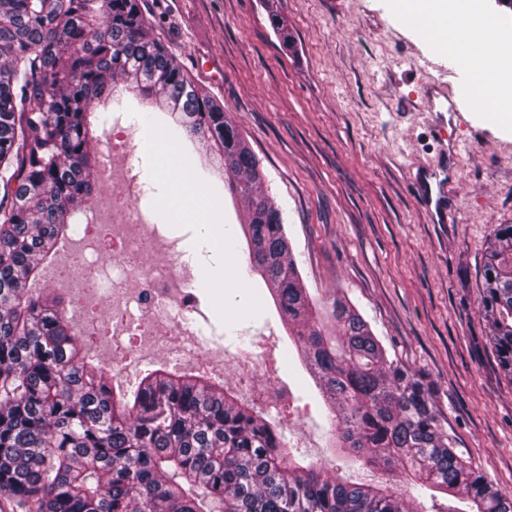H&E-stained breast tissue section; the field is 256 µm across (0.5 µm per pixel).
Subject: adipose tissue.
I'll use <instances>...</instances> for the list:
<instances>
[{"label": "adipose tissue", "instance_id": "obj_1", "mask_svg": "<svg viewBox=\"0 0 512 512\" xmlns=\"http://www.w3.org/2000/svg\"><path fill=\"white\" fill-rule=\"evenodd\" d=\"M397 8L404 22L423 39L452 54L459 50L457 21L462 19L470 25L486 51L468 62V105L471 111L493 113L499 124L512 127V75L504 73L501 61L491 53L495 43L512 41V28L489 18L480 0H398Z\"/></svg>", "mask_w": 512, "mask_h": 512}]
</instances>
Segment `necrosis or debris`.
<instances>
[{"mask_svg": "<svg viewBox=\"0 0 512 512\" xmlns=\"http://www.w3.org/2000/svg\"><path fill=\"white\" fill-rule=\"evenodd\" d=\"M144 185L134 174H126L112 204L92 212V225L100 233L84 239L79 255L86 291L96 281H109L111 302L106 332L111 350L127 353L129 327L147 329L149 335L165 337V358L173 364L192 365L204 361L207 350L194 338L188 316L196 307L189 284L191 266L182 260L175 241L166 239L159 226L135 205ZM107 264H98L101 254Z\"/></svg>", "mask_w": 512, "mask_h": 512, "instance_id": "necrosis-or-debris-1", "label": "necrosis or debris"}]
</instances>
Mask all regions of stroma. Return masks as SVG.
<instances>
[{
    "mask_svg": "<svg viewBox=\"0 0 512 512\" xmlns=\"http://www.w3.org/2000/svg\"><path fill=\"white\" fill-rule=\"evenodd\" d=\"M153 37L197 85L223 103L260 162L261 189L282 212L292 257L319 307L335 297L369 322L390 358L428 375L457 453L512 493V382L481 314L486 248L512 224V128L457 105L469 73L405 25L392 0H141ZM134 163L136 201L180 239L194 269L199 340L224 353L220 380L240 397L241 350L275 361L273 386L290 404L263 402L304 463L348 477L328 446L325 405L300 364L266 285L249 274L240 213L201 165V144L166 159L167 118ZM466 142L454 153L455 141ZM446 160L440 179L451 224H434L414 190ZM201 207L183 220L184 197ZM83 229L45 264L36 291L80 317L74 264Z\"/></svg>",
    "mask_w": 512,
    "mask_h": 512,
    "instance_id": "stroma-1",
    "label": "stroma"
}]
</instances>
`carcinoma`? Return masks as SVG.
Listing matches in <instances>:
<instances>
[{"mask_svg":"<svg viewBox=\"0 0 512 512\" xmlns=\"http://www.w3.org/2000/svg\"><path fill=\"white\" fill-rule=\"evenodd\" d=\"M119 85L231 176L250 271L327 406L329 447L388 479L302 464L278 424L201 375L159 368L115 387L59 302L28 292L95 190L90 108L116 100ZM259 179L224 107L152 38L140 0H0V500L11 512H416L413 491L424 488L470 512H512V494L454 450L433 384L389 358L358 311L337 298L336 335L317 325ZM481 288L489 340L512 379V224L489 239Z\"/></svg>","mask_w":512,"mask_h":512,"instance_id":"carcinoma-1","label":"carcinoma"}]
</instances>
